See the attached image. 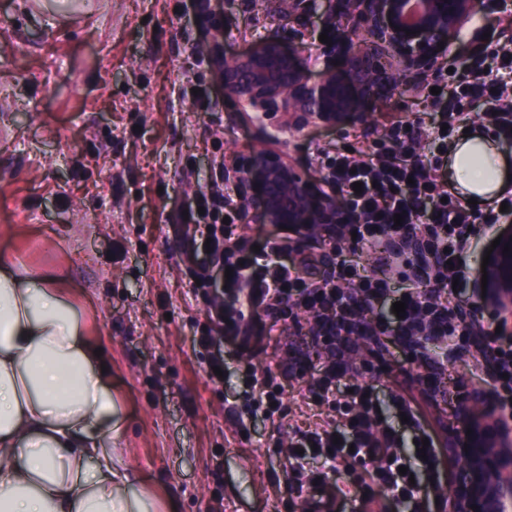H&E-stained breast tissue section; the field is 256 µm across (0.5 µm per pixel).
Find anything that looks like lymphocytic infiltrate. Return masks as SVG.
Instances as JSON below:
<instances>
[{
	"instance_id": "1",
	"label": "lymphocytic infiltrate",
	"mask_w": 512,
	"mask_h": 512,
	"mask_svg": "<svg viewBox=\"0 0 512 512\" xmlns=\"http://www.w3.org/2000/svg\"><path fill=\"white\" fill-rule=\"evenodd\" d=\"M480 98L489 104L488 111L481 115L482 122L512 138V96L492 91L478 62L466 81L434 96L440 109L439 127L426 131L397 120L390 123L384 136L372 140L364 157L342 153L326 156L342 191L343 206L358 216L352 227L357 234L354 247L371 251L385 246L400 231L414 232L434 273V289L418 284L394 293L385 278L362 275L353 261L344 258L333 272L322 277L304 275L303 264L292 257L287 238L266 241L257 251L249 242L235 238L231 226L241 222L243 214L222 186L193 198L189 212L195 231L184 238L182 255L190 278L198 282L193 292L207 306L205 326L195 331L193 343L207 354V379L212 385L221 382L214 370L224 365L225 345L258 346L278 323L297 322L295 309L299 306L313 319L306 331L311 345L336 353L341 339L324 331L323 326L331 319L344 328L353 324L347 303L351 295L371 307L394 297L406 304L403 317L392 314L375 322L368 328L369 335L395 336L412 341L418 349L438 338L466 335V328L449 318L448 307L437 291L448 285L450 254L463 247L462 226L495 224L500 215L492 210H470L449 196L436 175L418 161L416 148L429 136L440 149H447L462 116ZM357 182L362 185L358 192L353 189ZM398 214L404 218L399 225L394 222ZM352 389L342 405L347 415L345 426L298 433L291 439L290 449L302 450L307 459L332 462L347 461L355 451L366 452L372 458L390 457L391 467L375 470L376 479L411 501V512H427L429 497L420 484L410 483L407 472L420 459L427 466H436L438 447L427 443V431L410 403L404 401L400 404L407 417L404 428L426 443L423 451L404 455L400 432L383 426L379 418L372 388L356 383ZM283 391L273 371L261 375L248 372L243 392L245 412L262 409L275 414Z\"/></svg>"
}]
</instances>
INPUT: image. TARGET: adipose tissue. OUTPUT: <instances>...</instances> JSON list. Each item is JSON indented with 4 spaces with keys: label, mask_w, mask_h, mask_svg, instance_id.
<instances>
[{
    "label": "adipose tissue",
    "mask_w": 512,
    "mask_h": 512,
    "mask_svg": "<svg viewBox=\"0 0 512 512\" xmlns=\"http://www.w3.org/2000/svg\"><path fill=\"white\" fill-rule=\"evenodd\" d=\"M459 187L474 198L507 184L495 141L449 148ZM67 279L0 255V512H173L132 472L108 356Z\"/></svg>",
    "instance_id": "1"
}]
</instances>
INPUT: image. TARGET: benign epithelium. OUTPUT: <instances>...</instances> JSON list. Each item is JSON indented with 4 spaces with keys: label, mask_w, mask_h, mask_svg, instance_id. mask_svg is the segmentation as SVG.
<instances>
[{
    "label": "benign epithelium",
    "mask_w": 512,
    "mask_h": 512,
    "mask_svg": "<svg viewBox=\"0 0 512 512\" xmlns=\"http://www.w3.org/2000/svg\"><path fill=\"white\" fill-rule=\"evenodd\" d=\"M312 0H279L290 14L303 17ZM483 0H326V22L338 27L331 46H323L325 70L312 82L306 75V47L284 46L268 38L248 55L224 49V32L212 35V56L224 78L226 98L244 119L261 129L252 108L280 112L290 129L303 121L337 125L365 124L375 103L399 87L433 75L464 24L482 9ZM411 34H406V31ZM444 47H438V43ZM251 224H284L298 237L319 235L331 224H353L328 174L316 180L281 155L262 149L250 154L236 172ZM512 231L502 235L486 266L483 304L495 313L512 310ZM389 247L421 255L409 232ZM463 429L451 436L449 455L460 462L449 487L453 512H512V411L486 392L475 391L460 404ZM472 433H467V430Z\"/></svg>",
    "instance_id": "benign-epithelium-1"
}]
</instances>
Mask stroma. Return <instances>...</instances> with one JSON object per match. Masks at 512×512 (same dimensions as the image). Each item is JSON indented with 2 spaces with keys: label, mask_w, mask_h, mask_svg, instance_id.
I'll return each mask as SVG.
<instances>
[{
  "label": "stroma",
  "mask_w": 512,
  "mask_h": 512,
  "mask_svg": "<svg viewBox=\"0 0 512 512\" xmlns=\"http://www.w3.org/2000/svg\"><path fill=\"white\" fill-rule=\"evenodd\" d=\"M484 2L443 59L439 78H466L474 53L512 39V28L499 24L512 16V5ZM217 23L229 52L252 51L277 35L310 46L309 78L323 70L322 15L300 19L267 0H209L204 10L195 0H0V253L66 274L112 360L125 458L177 512H209L219 499L224 512H308L276 450L296 431L330 420L328 406L311 398L328 355L303 346L309 367L285 380L282 412L251 419L241 413L244 372L278 362L292 328L251 350L225 347L217 388L203 371L205 353L192 347L206 307L192 292L171 219L210 185L215 144H222L228 170L266 146L257 127L240 123L220 72L208 63ZM195 85L206 92L197 101L187 94ZM421 90L401 87L379 100L367 126L288 130L283 150L318 177V149L379 137L386 113L431 126L435 109ZM498 230L472 229L458 285L447 295L450 309L469 306ZM342 254L394 289L416 280L412 255L356 252L347 243ZM352 348L339 358L343 381L373 385L394 427L398 394L415 399L425 429L455 430L464 394L478 387L495 397L502 392L498 367L472 336L439 340L422 353L391 336ZM443 355L450 361L436 382L441 395L429 402L415 377ZM308 467L327 473L336 512H397L386 488L360 489L357 478L372 469L370 460L350 470L320 459Z\"/></svg>",
  "instance_id": "stroma-1"
}]
</instances>
